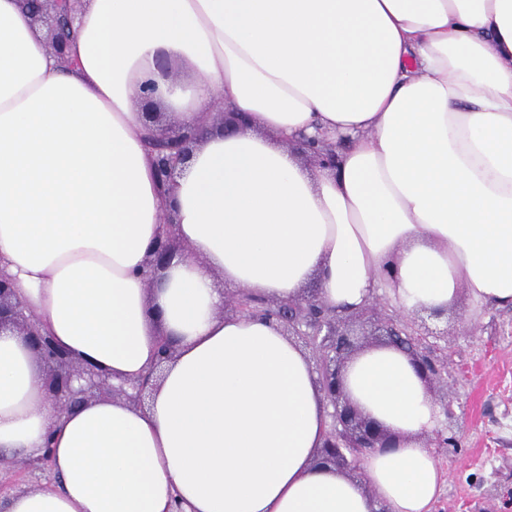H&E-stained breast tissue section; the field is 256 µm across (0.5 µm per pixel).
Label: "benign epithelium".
Segmentation results:
<instances>
[{"instance_id": "obj_1", "label": "benign epithelium", "mask_w": 512, "mask_h": 512, "mask_svg": "<svg viewBox=\"0 0 512 512\" xmlns=\"http://www.w3.org/2000/svg\"><path fill=\"white\" fill-rule=\"evenodd\" d=\"M33 23L44 31L47 47L59 63L70 67L67 46L74 33V22L81 0H23ZM155 83L142 87L141 112L145 121L157 124L161 113L152 100ZM220 128L226 135L244 129L240 112H216ZM196 143L194 133L183 128H171L154 133L147 140L153 158L156 177L164 187L174 185L184 172ZM304 152L319 165H326L334 156L332 147H320L316 139L301 140ZM160 223L163 234L147 259L145 283L153 286L159 274L169 267L176 255H187L175 233V215L164 207ZM383 304L377 297L348 314L340 315L324 304L316 294L288 301H259L247 290L224 298L223 313L230 316L263 315L277 319L290 336H298L317 354V372L323 390L333 408L330 429L320 449L318 460L344 474L361 469L365 459L377 449L398 447L399 438L374 420L365 417L344 391L342 372L350 357L370 345L395 347L409 357L428 388L443 380L441 368L430 356L433 344L426 334H413L407 317L382 313ZM10 328L26 336L37 350L42 366L43 389L57 412L63 414L73 407L104 397L124 399L137 407L145 405L149 382L131 385L133 393L115 387L108 375L93 364L59 349L51 336L43 332L39 318L23 307L16 298L12 281L0 275V329ZM458 446L454 436L436 431L426 438V447L446 450Z\"/></svg>"}]
</instances>
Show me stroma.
<instances>
[{
    "label": "stroma",
    "mask_w": 512,
    "mask_h": 512,
    "mask_svg": "<svg viewBox=\"0 0 512 512\" xmlns=\"http://www.w3.org/2000/svg\"><path fill=\"white\" fill-rule=\"evenodd\" d=\"M428 325L448 354L442 426L462 444L437 459L442 482L431 512H512V309L474 304L462 291Z\"/></svg>",
    "instance_id": "stroma-1"
}]
</instances>
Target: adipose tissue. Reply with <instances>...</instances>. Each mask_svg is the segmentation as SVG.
Here are the masks:
<instances>
[{"mask_svg":"<svg viewBox=\"0 0 512 512\" xmlns=\"http://www.w3.org/2000/svg\"><path fill=\"white\" fill-rule=\"evenodd\" d=\"M61 66L22 0H0V273L61 349L147 406L102 398L56 414L25 336L0 332V448L52 453L55 481L6 512H430L443 413L407 355L355 353L351 400L402 435L359 480L317 465L328 429L314 366L276 320L219 314L226 285L263 300L358 308L380 290L447 310L459 290L512 307V0H82ZM192 67L187 85L156 69ZM199 144L159 186L137 106ZM246 113L235 135L201 127ZM344 142L308 168L282 147ZM190 256L147 293L163 203Z\"/></svg>","mask_w":512,"mask_h":512,"instance_id":"1","label":"adipose tissue"}]
</instances>
